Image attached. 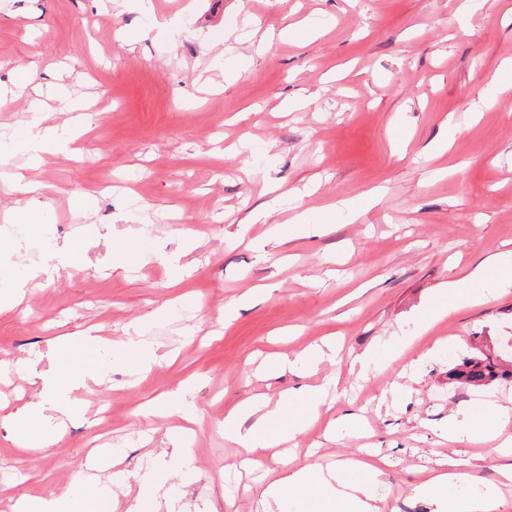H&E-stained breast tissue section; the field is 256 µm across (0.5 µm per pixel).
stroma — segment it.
Returning <instances> with one entry per match:
<instances>
[{
    "label": "stroma",
    "instance_id": "stroma-1",
    "mask_svg": "<svg viewBox=\"0 0 512 512\" xmlns=\"http://www.w3.org/2000/svg\"><path fill=\"white\" fill-rule=\"evenodd\" d=\"M510 61L512 0H0L1 140L40 115L65 127L71 98L108 107L47 166L0 155V185L47 186L0 194V290L26 291L0 313V512L70 494L91 464L110 484L104 449L136 486L172 434L197 469L170 479L177 512H262L280 457L327 468L366 448L389 462L383 512H432L414 488L455 449L449 413L512 409V387L448 382L457 354L512 336V288L419 329L443 283L512 252ZM29 69L43 95L14 87ZM375 189L363 215L324 213ZM93 325L138 335L152 370L109 362L55 445L18 447L4 421L53 371L49 341ZM393 336L413 339L401 357L352 370ZM324 340L335 363L265 372ZM186 383L195 421L149 412ZM324 384L321 421L243 466L225 414ZM345 414L358 427L327 438Z\"/></svg>",
    "mask_w": 512,
    "mask_h": 512
}]
</instances>
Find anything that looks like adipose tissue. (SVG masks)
Masks as SVG:
<instances>
[{
	"mask_svg": "<svg viewBox=\"0 0 512 512\" xmlns=\"http://www.w3.org/2000/svg\"><path fill=\"white\" fill-rule=\"evenodd\" d=\"M13 148L33 153L36 160L56 156L68 142L54 127L41 121L30 124L24 134L12 142ZM512 288V261L502 255L490 256L464 278L450 282L428 305L421 317L422 329L454 314L459 308L483 303L499 289ZM108 345L121 359L131 375L149 371L155 360L142 341L130 339L104 343L101 337L83 335L50 342L49 353L56 365L52 376L40 377L36 401L19 409L13 421L15 435L21 444L46 447L56 441L45 411H53L57 420L74 414L71 393L86 382H100L103 365L73 364L69 351L75 344ZM324 400L320 391L291 392L277 401L255 400L239 406L224 418V434L231 441L257 454L294 439L301 427L315 420ZM512 410L488 398L461 413L449 414L443 431L449 440L459 444L492 441L499 436ZM377 453H366L359 460H349L333 469L312 466L295 467L291 460L281 459L280 476L262 494L265 512H282L286 503H294L295 512H380L376 488L386 466ZM464 461L453 454L442 460L441 469L430 472L415 488L416 496L434 505V512H500L502 499L498 487L476 492L459 491ZM111 499L101 496L96 483L79 475L73 491L64 497L42 499L22 496L14 512H110Z\"/></svg>",
	"mask_w": 512,
	"mask_h": 512,
	"instance_id": "ef3b65f1",
	"label": "adipose tissue"
}]
</instances>
